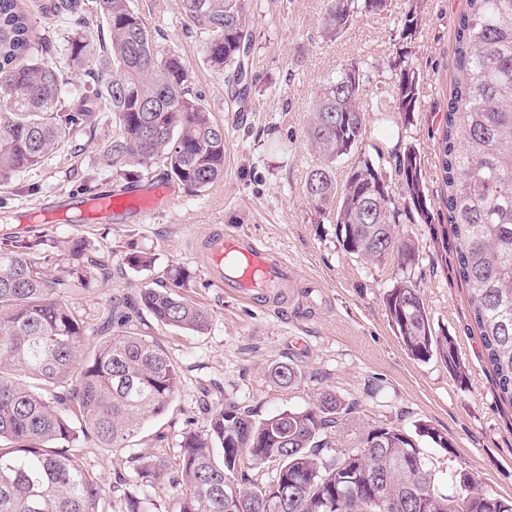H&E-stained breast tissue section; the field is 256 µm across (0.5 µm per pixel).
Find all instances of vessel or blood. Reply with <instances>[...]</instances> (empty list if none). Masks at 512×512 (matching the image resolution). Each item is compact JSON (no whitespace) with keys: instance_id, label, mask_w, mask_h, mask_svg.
I'll return each mask as SVG.
<instances>
[{"instance_id":"obj_1","label":"vessel or blood","mask_w":512,"mask_h":512,"mask_svg":"<svg viewBox=\"0 0 512 512\" xmlns=\"http://www.w3.org/2000/svg\"><path fill=\"white\" fill-rule=\"evenodd\" d=\"M175 201V190L167 183H138L72 199L55 211L40 213L39 218L44 224L72 220L97 224L104 221L118 223L133 214L144 221ZM206 266L218 287L229 289L245 299L253 298L255 291H272L295 280L283 258L240 235L212 237L206 253Z\"/></svg>"}]
</instances>
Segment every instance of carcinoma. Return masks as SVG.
<instances>
[{
	"label": "carcinoma",
	"mask_w": 512,
	"mask_h": 512,
	"mask_svg": "<svg viewBox=\"0 0 512 512\" xmlns=\"http://www.w3.org/2000/svg\"><path fill=\"white\" fill-rule=\"evenodd\" d=\"M55 50L77 67H112L113 77L65 102L68 81L45 61L30 16L18 0H0V182L40 167L73 135L112 113L104 152L112 174L134 182L162 163L168 181L202 193L224 177L226 135L191 85L183 58L155 39L134 0H94ZM182 18L203 35V62L239 86L245 99L246 58L255 45L253 0H180ZM390 12V0H326L320 23L335 40L359 12ZM100 19L109 44L88 29ZM421 0L401 15L400 37L419 34ZM458 79L439 139L444 206L456 242L458 274L500 398L512 403V0H466L455 29ZM392 100L410 122L420 104V79L406 56L392 63ZM370 76L362 62L344 64L314 93L305 138L320 161L303 193L318 222L335 225L342 250L366 263L398 258L383 304L393 331L415 360L433 357L459 381L467 367L454 339L434 328L412 271L415 241L397 231L402 220L426 221L429 208L418 152L366 151ZM348 161L343 178L336 162ZM400 199H395L392 179ZM54 260L65 275L52 277ZM105 256L83 237L11 236L0 240V512H103L102 480L69 452L92 440L131 451L149 417L162 415L179 390L175 361L140 333L135 317L205 334L211 315L182 289L146 288L115 303L100 338L85 313L63 295L86 288L106 270ZM291 388L295 363L268 368ZM357 403L325 388L302 408L257 421L224 401L202 431L183 433L176 467L134 453L123 512H148L149 490L172 488L176 512H512V498L483 491L460 469L439 490L437 471L421 451L428 440L453 448L427 422L413 429L354 421ZM352 433L342 435V431ZM252 474L238 478L244 464Z\"/></svg>",
	"instance_id": "carcinoma-1"
}]
</instances>
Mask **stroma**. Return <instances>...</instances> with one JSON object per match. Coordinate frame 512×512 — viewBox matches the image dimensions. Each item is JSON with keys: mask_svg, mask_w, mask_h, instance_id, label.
Instances as JSON below:
<instances>
[{"mask_svg": "<svg viewBox=\"0 0 512 512\" xmlns=\"http://www.w3.org/2000/svg\"><path fill=\"white\" fill-rule=\"evenodd\" d=\"M134 2L157 41L186 61L195 89L223 123V178L198 195L179 190L178 202L145 222L40 224L30 230L11 222V215L46 202L92 195L112 185V168L103 155L112 138V116L104 112L94 128L73 135L67 149L44 167L0 183V233L83 236L109 255L108 278L65 296L91 324L102 325L114 302L137 296L143 288L166 287L179 273L187 277V295L211 313L203 335L157 324L142 314L144 333L177 362L181 383L167 412L144 424L136 451H160L173 463L182 433L205 429L211 410L224 400L247 406L262 420L307 406L329 387L358 400L361 423L410 428L429 422L453 444L447 455L422 442L439 472L467 469L485 491L512 497V403L500 400L494 389L468 293L456 272L439 169L438 140L457 79L454 28L466 0H423L413 56L421 108L403 138L397 135L401 117L387 89L389 66L406 48L398 19L408 0H392L388 14H357L332 42L320 29L324 0H254L257 81L242 108L232 100L223 74L203 64V39L184 24L179 0ZM354 58L367 62L371 80L366 92L378 98L385 115L372 123L370 144L385 151L398 143L412 145L420 155L431 220L407 222L398 231L419 245L423 260L414 279L436 329L454 338L468 369L466 381L452 377L440 359L410 358L395 335L382 296L397 271L396 258L369 265L344 253L333 225L319 223L304 200L306 173L319 160L304 138L314 89ZM218 233L245 235L283 257L302 287L253 302L218 287L203 258ZM140 252L152 256L150 268L127 265V256ZM288 359L298 361L304 372L302 382L289 389L268 375L271 364ZM78 456L104 484L105 512H120L127 488L118 479L130 472L131 460L91 441L82 442Z\"/></svg>", "mask_w": 512, "mask_h": 512, "instance_id": "obj_1", "label": "stroma"}]
</instances>
